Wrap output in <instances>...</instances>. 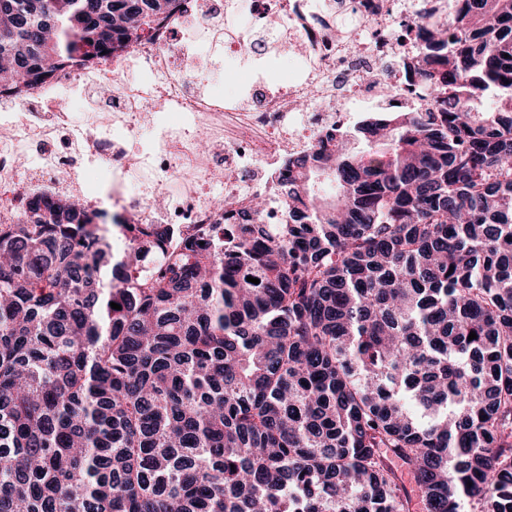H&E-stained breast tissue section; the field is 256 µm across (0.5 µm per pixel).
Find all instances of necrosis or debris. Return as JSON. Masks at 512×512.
Returning a JSON list of instances; mask_svg holds the SVG:
<instances>
[{"mask_svg": "<svg viewBox=\"0 0 512 512\" xmlns=\"http://www.w3.org/2000/svg\"><path fill=\"white\" fill-rule=\"evenodd\" d=\"M439 23L450 0H175L138 39L106 56L63 66L27 86H0V102L29 113L12 120L5 140L44 122L30 150L0 154V224L19 223L29 202L49 194L102 200L80 176L84 162L112 172V204L133 224H167L198 235L224 221L222 201L263 197L262 221L283 224L288 210L276 178L291 155L311 153L344 129L349 102L398 111L427 105L408 68L425 7ZM228 62L293 49L290 78L249 82L241 94L200 93L211 69L202 43ZM95 104L74 132L66 90ZM156 131L148 149L138 142Z\"/></svg>", "mask_w": 512, "mask_h": 512, "instance_id": "1", "label": "necrosis or debris"}]
</instances>
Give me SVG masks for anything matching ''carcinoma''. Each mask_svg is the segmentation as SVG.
Masks as SVG:
<instances>
[{"label":"carcinoma","mask_w":512,"mask_h":512,"mask_svg":"<svg viewBox=\"0 0 512 512\" xmlns=\"http://www.w3.org/2000/svg\"><path fill=\"white\" fill-rule=\"evenodd\" d=\"M170 2L0 0V71ZM418 36L428 108L288 159L286 224L228 201L122 242L67 197L0 224V512H512V0Z\"/></svg>","instance_id":"cac0c4a2"}]
</instances>
